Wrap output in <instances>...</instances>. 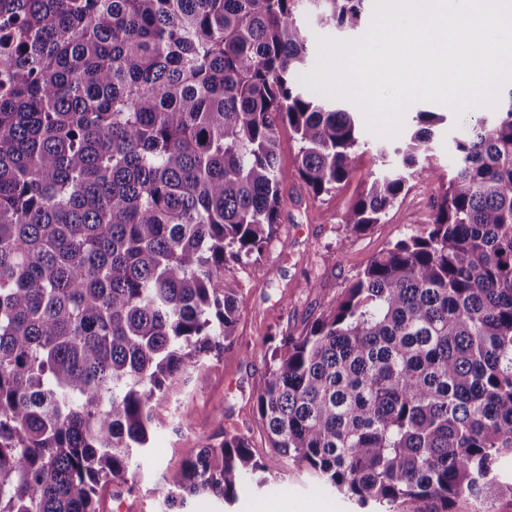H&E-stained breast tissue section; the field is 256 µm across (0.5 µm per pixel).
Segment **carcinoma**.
Returning <instances> with one entry per match:
<instances>
[{
    "mask_svg": "<svg viewBox=\"0 0 512 512\" xmlns=\"http://www.w3.org/2000/svg\"><path fill=\"white\" fill-rule=\"evenodd\" d=\"M365 2L0 0V512H100L151 446L153 402L230 348L224 272L280 224V126L314 199L360 145V108L302 85L300 16L355 28ZM478 112L431 220L272 348L256 398L271 447L363 508L512 495V91ZM416 119L346 231L430 174L445 116ZM264 471L226 435L166 502L230 504Z\"/></svg>",
    "mask_w": 512,
    "mask_h": 512,
    "instance_id": "1",
    "label": "carcinoma"
}]
</instances>
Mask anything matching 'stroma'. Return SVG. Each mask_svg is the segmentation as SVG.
Returning <instances> with one entry per match:
<instances>
[{
    "label": "stroma",
    "mask_w": 512,
    "mask_h": 512,
    "mask_svg": "<svg viewBox=\"0 0 512 512\" xmlns=\"http://www.w3.org/2000/svg\"><path fill=\"white\" fill-rule=\"evenodd\" d=\"M441 109L438 103H413L404 114L401 135L395 137L362 129L350 177L315 200L297 172L299 145L288 127H281L282 222L261 261L224 274L227 286L237 289L243 301L231 348L223 358L193 370L154 402L156 429L148 457L133 480L103 494V512H168L165 498L170 475L197 449L217 446L225 435L234 433L250 438L253 454L266 467L267 484L245 482L229 505L209 495L193 497L184 512H256L259 504L267 502L277 504L279 512H309L317 503L328 505L332 512H360L354 501L321 487L306 470L270 448L255 408L266 372L261 350L268 337L300 335L374 256L430 219L433 199L448 180L452 139L461 124L476 119L475 110L449 114L434 127L431 177L412 181L382 223L360 234L347 233L344 227L349 206L381 168L379 147L401 145L404 134L415 128V112Z\"/></svg>",
    "instance_id": "1"
}]
</instances>
